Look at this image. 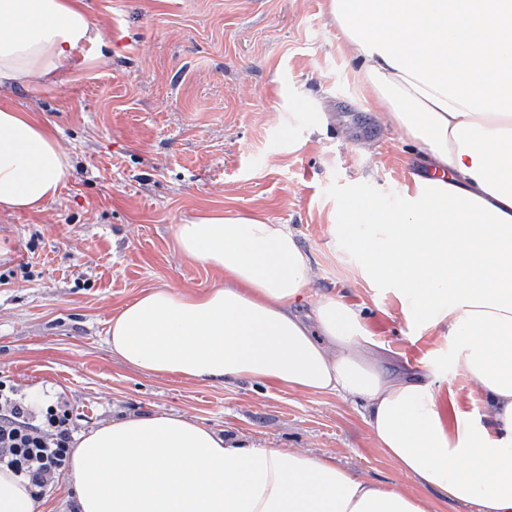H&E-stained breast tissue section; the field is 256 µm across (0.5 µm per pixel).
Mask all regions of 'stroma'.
I'll return each mask as SVG.
<instances>
[{"instance_id":"1","label":"stroma","mask_w":512,"mask_h":512,"mask_svg":"<svg viewBox=\"0 0 512 512\" xmlns=\"http://www.w3.org/2000/svg\"><path fill=\"white\" fill-rule=\"evenodd\" d=\"M84 4L106 45H85L88 64L56 85L16 94L73 169L43 211L0 214V385L23 402H65L80 433L180 414L419 493L351 403L271 382L152 376L108 344L118 308L143 291L219 284L178 253L174 226L228 210L297 234L313 255V293L362 308L387 371L427 365L451 377L447 340L409 322L329 231L348 194L395 205L422 164L366 97L330 0Z\"/></svg>"}]
</instances>
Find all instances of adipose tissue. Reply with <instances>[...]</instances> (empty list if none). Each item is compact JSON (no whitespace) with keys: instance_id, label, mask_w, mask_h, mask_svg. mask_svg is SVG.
Masks as SVG:
<instances>
[{"instance_id":"1","label":"adipose tissue","mask_w":512,"mask_h":512,"mask_svg":"<svg viewBox=\"0 0 512 512\" xmlns=\"http://www.w3.org/2000/svg\"><path fill=\"white\" fill-rule=\"evenodd\" d=\"M358 75L427 162L399 204L360 194L331 233L404 314L454 344V379L481 418L442 419L430 370L387 377L361 311L309 299L313 258L284 224L205 211L175 229L182 256L222 274L189 292L151 288L113 316V355L154 376L274 381L361 404L413 496L299 451L247 444L178 414L83 432L69 469L79 512H512V0H331ZM84 0H0V211L37 213L71 161L14 98L77 68L103 41Z\"/></svg>"}]
</instances>
